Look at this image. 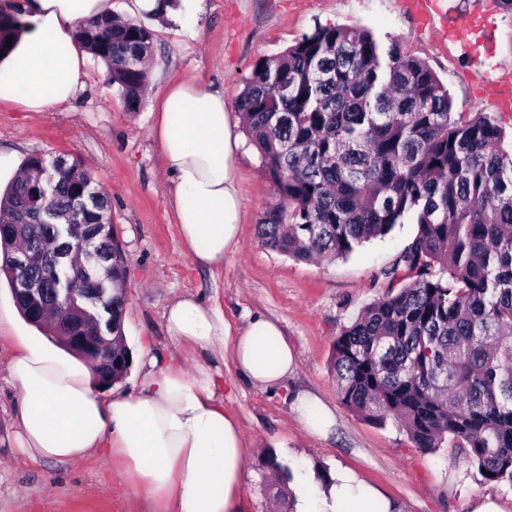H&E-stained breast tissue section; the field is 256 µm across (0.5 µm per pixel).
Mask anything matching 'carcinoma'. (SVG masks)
Listing matches in <instances>:
<instances>
[{
	"instance_id": "1",
	"label": "carcinoma",
	"mask_w": 512,
	"mask_h": 512,
	"mask_svg": "<svg viewBox=\"0 0 512 512\" xmlns=\"http://www.w3.org/2000/svg\"><path fill=\"white\" fill-rule=\"evenodd\" d=\"M0 8V54L23 27ZM77 41L106 64L124 106L145 102L153 34L132 22L81 21ZM237 107L279 203L257 224L269 248L303 260L346 258L413 224L412 241L377 275L380 296L333 341L329 368L342 403L374 423L397 421L425 452L452 448L485 481L512 488V133L489 117L456 118L430 65L364 26H317L256 62ZM48 203L58 223H111V204L83 162L29 156L0 197V225L50 261L34 269L46 302L26 321L60 339L53 295L77 287L74 240L51 224H22ZM74 265L101 261L112 289V382L131 366L123 343L125 257L117 238ZM269 492L290 503L295 479L274 453Z\"/></svg>"
}]
</instances>
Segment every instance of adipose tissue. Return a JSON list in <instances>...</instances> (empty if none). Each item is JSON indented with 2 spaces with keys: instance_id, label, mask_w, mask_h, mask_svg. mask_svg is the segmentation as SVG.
Returning <instances> with one entry per match:
<instances>
[{
  "instance_id": "1",
  "label": "adipose tissue",
  "mask_w": 512,
  "mask_h": 512,
  "mask_svg": "<svg viewBox=\"0 0 512 512\" xmlns=\"http://www.w3.org/2000/svg\"><path fill=\"white\" fill-rule=\"evenodd\" d=\"M27 26L0 59V86L25 111L71 102L84 87L88 51L75 39L81 21L109 18L112 0H25ZM171 180L170 202L188 250L212 269L238 242L240 139L224 94L193 78L166 86L155 128ZM172 346L162 356L141 349V386L99 394L92 370L25 341L7 371L19 399L11 431L28 461L118 456L130 483L144 489L153 512H240L247 454L240 417L224 402L225 361L252 385L269 389L292 373L295 357L280 326L253 316L232 325L218 306L182 294L164 309ZM200 352L187 374L179 351ZM294 512H397L396 504L347 469L294 491Z\"/></svg>"
}]
</instances>
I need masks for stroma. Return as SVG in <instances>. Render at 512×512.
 I'll return each instance as SVG.
<instances>
[{"label": "stroma", "mask_w": 512, "mask_h": 512, "mask_svg": "<svg viewBox=\"0 0 512 512\" xmlns=\"http://www.w3.org/2000/svg\"><path fill=\"white\" fill-rule=\"evenodd\" d=\"M453 29L446 42L431 40L399 0H203L200 12L182 25L154 29L145 104L127 111L117 87L104 82V69L91 58L83 91L70 103L44 112H25L0 95V152L18 161L32 154L80 158L96 188L112 200L111 218L126 257L127 300L123 316L126 345L166 350L163 311L191 292L218 303L226 319L245 323L262 315L277 320L297 354L285 387L262 390L225 362L230 385L226 403L241 420L248 453L244 463L242 512H273L269 474L262 466L271 452L310 469L347 467L398 501L402 512H470L474 498L489 494L512 512V489L484 482L476 468L451 449L415 448L394 420L370 423L346 408L328 368L333 340L380 290L374 280L410 243L415 229L404 224L384 239L365 244L345 258L299 261L265 246L256 226L277 198L261 157L243 141L237 157L241 188L242 238L212 273L183 244L169 203L156 107L166 83L184 77L223 91L230 124L242 125L236 98L254 64L281 53L316 26H364L381 40H398L426 60L446 85L453 112L487 116L512 127V106L498 105L486 83L512 67V12L499 0H443ZM485 44L489 68L467 52ZM52 345L45 331L28 323L0 277V512H148L142 491L122 476L119 464L93 455L79 463L29 462L4 442L18 390L7 364L20 341ZM316 398L334 423L326 437L308 434L294 409L296 393Z\"/></svg>", "instance_id": "stroma-1"}]
</instances>
